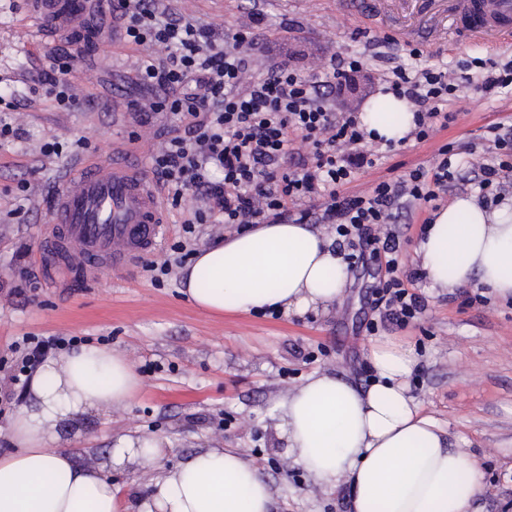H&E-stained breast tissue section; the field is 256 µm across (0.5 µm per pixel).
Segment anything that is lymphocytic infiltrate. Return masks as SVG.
Segmentation results:
<instances>
[{
  "mask_svg": "<svg viewBox=\"0 0 512 512\" xmlns=\"http://www.w3.org/2000/svg\"><path fill=\"white\" fill-rule=\"evenodd\" d=\"M112 15L123 24L126 43L142 48L138 65L141 86L157 90L154 100L132 103L140 124L164 112L173 119L150 156L171 208L187 198L197 202L192 221L228 228L248 224H325L352 260L371 246L380 260L372 310L380 322L406 325L426 309L424 298L399 274L402 251L396 210L401 199L438 200L449 184H460L450 145L432 169L412 170L402 180H382L370 191L347 192L357 169L373 167L360 151L365 138L354 113L335 112L326 90L337 78L359 72L351 56L331 55L323 71L306 75L285 63L264 70L249 64L251 40L239 31L216 36L191 21L174 18L160 0H116ZM77 58L63 51L55 57L44 84L62 108H80L68 79ZM414 112L416 142L447 127L448 112L462 81L477 80L484 94L512 86V60L503 64L481 58L462 61L454 70L391 67L378 76ZM491 162L479 163L471 189L482 199H499L512 189V125L487 127ZM296 157L294 169L284 162ZM224 172L211 181L208 165ZM25 350L10 375L12 385L25 387L47 354L64 345L60 336L23 337Z\"/></svg>",
  "mask_w": 512,
  "mask_h": 512,
  "instance_id": "f902f5d3",
  "label": "lymphocytic infiltrate"
}]
</instances>
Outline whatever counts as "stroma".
I'll list each match as a JSON object with an SVG mask.
<instances>
[{"label":"stroma","mask_w":512,"mask_h":512,"mask_svg":"<svg viewBox=\"0 0 512 512\" xmlns=\"http://www.w3.org/2000/svg\"><path fill=\"white\" fill-rule=\"evenodd\" d=\"M179 16L216 33H251V64L262 69L287 62L302 71L340 52L359 56L355 86L331 92L336 112H361L382 86L389 64L451 69L482 57H512V44L491 46L449 34L448 0H375L365 14L351 0H164ZM261 24H253V13ZM118 23L105 16L98 50H84L73 84L87 102L81 111L60 109L38 81L49 70L58 43L41 41L24 0H0V120L19 127L0 141V389L18 361L11 344L21 336H74L79 345L108 347L132 361L141 386L122 415L89 412L78 421L79 437L67 447L80 461L106 462L116 436L136 433L167 439L158 465L115 467L112 481L135 497L160 469L186 461L196 451L220 446L241 450L264 473L275 512H349L347 486L323 490L289 454L277 402L313 373L341 376L359 390L375 381L373 345L392 340L410 347L417 364L410 393L451 440L476 454L484 492L478 512H512V302L488 296L484 287L432 290L414 287L427 308L421 319L391 323L370 333L361 322L369 309L367 279L352 266L342 301L328 311L212 315L180 291V273L151 279L142 265L105 270L98 281L53 288L38 262L40 235L51 212L48 195L59 172L82 159L107 157L113 143L136 145L149 135L129 103L151 99L133 83L136 50L117 39ZM421 49L413 58L412 49ZM456 118L423 143L363 141L374 167L359 170L351 193L382 180L407 177L419 166H435L438 150L453 144L460 177L474 178L472 155L485 154L489 124H512V87L493 96L464 84L449 105ZM86 140L76 150L77 140ZM60 152L45 155V143ZM434 205L403 202L397 219L403 232L402 271L418 270L414 249ZM186 211L165 213V246L151 259L163 262L167 247L189 240L200 248L213 228L196 225L185 234ZM486 303L465 304L466 295Z\"/></svg>","instance_id":"obj_1"}]
</instances>
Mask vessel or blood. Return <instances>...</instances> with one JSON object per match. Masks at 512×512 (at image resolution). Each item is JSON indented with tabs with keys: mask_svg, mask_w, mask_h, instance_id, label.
<instances>
[{
	"mask_svg": "<svg viewBox=\"0 0 512 512\" xmlns=\"http://www.w3.org/2000/svg\"><path fill=\"white\" fill-rule=\"evenodd\" d=\"M41 39H87L97 31L93 0H28ZM457 29L492 43L512 41V0H453ZM166 232L159 186L137 152L117 146L108 161L64 171L46 224L39 260L49 282L70 276L96 282L154 252Z\"/></svg>",
	"mask_w": 512,
	"mask_h": 512,
	"instance_id": "b4317fda",
	"label": "vessel or blood"
}]
</instances>
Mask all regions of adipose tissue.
<instances>
[{"mask_svg":"<svg viewBox=\"0 0 512 512\" xmlns=\"http://www.w3.org/2000/svg\"><path fill=\"white\" fill-rule=\"evenodd\" d=\"M360 113L372 140L399 141L414 128L406 100L390 93ZM416 254L431 288L481 285L512 297V202L487 209L460 196L434 214ZM349 264L309 224H252L201 247L181 270V289L221 315L268 308L304 314L340 303ZM377 380L357 390L339 376H310L279 400L289 452L312 482L349 485L350 512H471L482 491L477 461L450 441L409 393L415 356L402 346L370 351ZM140 387L121 352L83 347L48 357L9 425L13 452L0 455V512H273L261 470L233 448H207L163 470L129 499L104 467L82 465L60 444L62 428L97 410L125 409ZM157 437L122 435L113 465L157 461Z\"/></svg>","mask_w":512,"mask_h":512,"instance_id":"1","label":"adipose tissue"}]
</instances>
